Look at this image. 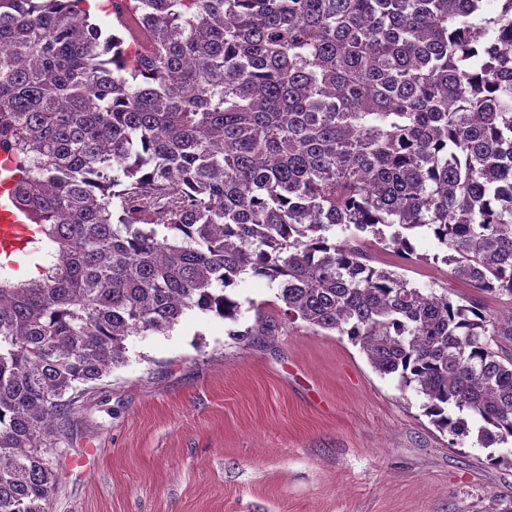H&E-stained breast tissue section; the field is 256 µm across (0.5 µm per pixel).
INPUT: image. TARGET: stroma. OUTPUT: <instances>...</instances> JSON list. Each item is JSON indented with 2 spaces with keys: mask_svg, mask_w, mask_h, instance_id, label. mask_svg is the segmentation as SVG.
I'll return each instance as SVG.
<instances>
[{
  "mask_svg": "<svg viewBox=\"0 0 512 512\" xmlns=\"http://www.w3.org/2000/svg\"><path fill=\"white\" fill-rule=\"evenodd\" d=\"M372 246L421 288L478 298L432 261ZM236 325L199 310L132 336L127 360L80 397L55 464L50 512H506L512 466L450 445L414 391L380 375L348 337L287 320L275 289L244 276ZM270 320L267 336L239 339Z\"/></svg>",
  "mask_w": 512,
  "mask_h": 512,
  "instance_id": "obj_1",
  "label": "stroma"
}]
</instances>
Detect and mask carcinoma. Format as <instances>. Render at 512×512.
<instances>
[{"mask_svg":"<svg viewBox=\"0 0 512 512\" xmlns=\"http://www.w3.org/2000/svg\"><path fill=\"white\" fill-rule=\"evenodd\" d=\"M0 0V149L38 229L0 263V512H49L56 441L126 340L238 321L241 276L512 465V316L373 264L415 242L512 301V0Z\"/></svg>","mask_w":512,"mask_h":512,"instance_id":"cac0c4a2","label":"carcinoma"}]
</instances>
